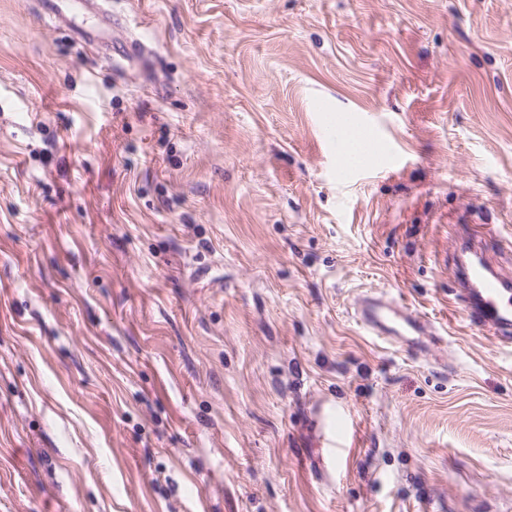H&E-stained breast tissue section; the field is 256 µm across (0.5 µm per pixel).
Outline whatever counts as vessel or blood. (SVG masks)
Listing matches in <instances>:
<instances>
[{
	"label": "vessel or blood",
	"mask_w": 512,
	"mask_h": 512,
	"mask_svg": "<svg viewBox=\"0 0 512 512\" xmlns=\"http://www.w3.org/2000/svg\"><path fill=\"white\" fill-rule=\"evenodd\" d=\"M46 16L59 29L94 46L110 44L111 63L128 59L137 47L127 36L106 37L112 27L108 0H41ZM487 238L468 225L457 227L458 253L454 268L466 299L465 316L470 324L512 334V280L503 277L489 262ZM357 323L377 339L397 344L408 355L428 356L434 339L433 323L411 304L380 291L361 294L355 302Z\"/></svg>",
	"instance_id": "obj_1"
}]
</instances>
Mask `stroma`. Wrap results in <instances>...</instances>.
I'll list each match as a JSON object with an SVG mask.
<instances>
[{
	"instance_id": "stroma-1",
	"label": "stroma",
	"mask_w": 512,
	"mask_h": 512,
	"mask_svg": "<svg viewBox=\"0 0 512 512\" xmlns=\"http://www.w3.org/2000/svg\"><path fill=\"white\" fill-rule=\"evenodd\" d=\"M111 8L122 77L0 0V512H512V343L453 275L454 225L512 241V0ZM110 44V55L109 59L111 63H119V60L129 61V56L135 52L144 53L147 52V48L143 46H136L127 36L122 33H118L114 37L109 39ZM354 308L356 322L370 336L395 343L416 358L429 355L436 335L434 324L411 304L370 291L356 299Z\"/></svg>"
}]
</instances>
